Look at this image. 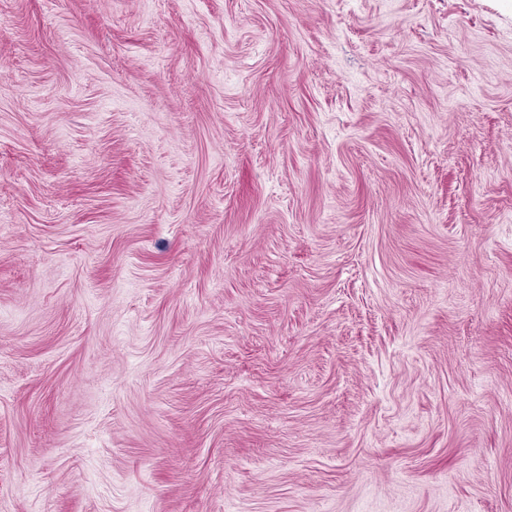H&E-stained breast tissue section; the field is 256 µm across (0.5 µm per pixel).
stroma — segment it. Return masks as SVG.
Wrapping results in <instances>:
<instances>
[{
  "label": "stroma",
  "instance_id": "35a3bbf8",
  "mask_svg": "<svg viewBox=\"0 0 512 512\" xmlns=\"http://www.w3.org/2000/svg\"><path fill=\"white\" fill-rule=\"evenodd\" d=\"M0 512H512V0H0Z\"/></svg>",
  "mask_w": 512,
  "mask_h": 512
}]
</instances>
